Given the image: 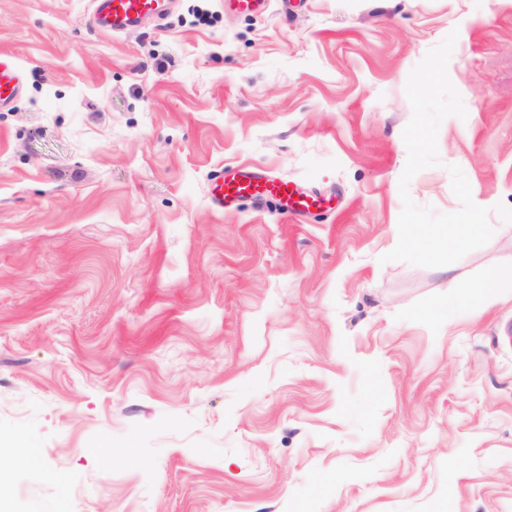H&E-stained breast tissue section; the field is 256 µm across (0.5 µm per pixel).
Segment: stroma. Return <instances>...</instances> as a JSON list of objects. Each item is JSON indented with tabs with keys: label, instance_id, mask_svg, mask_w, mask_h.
<instances>
[{
	"label": "stroma",
	"instance_id": "obj_1",
	"mask_svg": "<svg viewBox=\"0 0 512 512\" xmlns=\"http://www.w3.org/2000/svg\"><path fill=\"white\" fill-rule=\"evenodd\" d=\"M0 0V512H512V223L435 269L398 242L411 70L450 32L466 118L409 186L512 208V0ZM245 164L331 198L214 208ZM172 7V0H93L92 23L120 35L142 23L164 20ZM24 73L13 55L0 53V108L12 104L23 88Z\"/></svg>",
	"mask_w": 512,
	"mask_h": 512
}]
</instances>
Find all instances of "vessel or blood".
<instances>
[{
    "label": "vessel or blood",
    "mask_w": 512,
    "mask_h": 512,
    "mask_svg": "<svg viewBox=\"0 0 512 512\" xmlns=\"http://www.w3.org/2000/svg\"><path fill=\"white\" fill-rule=\"evenodd\" d=\"M173 0H93L92 23L104 32L120 35L145 22L164 20ZM24 73L13 55L0 53V108L12 104L23 88ZM211 197L224 209L238 199L273 206L279 213L305 216L325 199L283 178L263 177L243 167L222 168L211 180Z\"/></svg>",
    "instance_id": "b4317fda"
}]
</instances>
